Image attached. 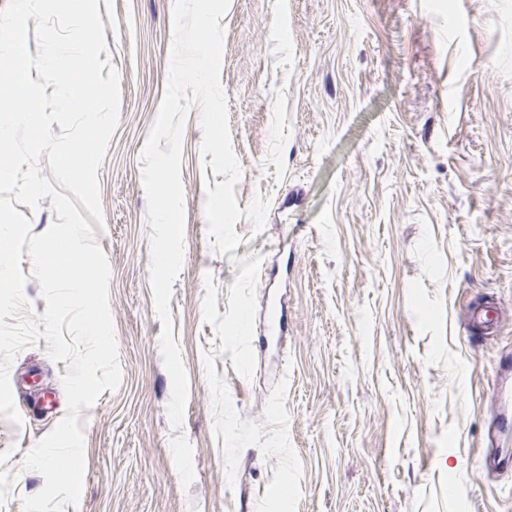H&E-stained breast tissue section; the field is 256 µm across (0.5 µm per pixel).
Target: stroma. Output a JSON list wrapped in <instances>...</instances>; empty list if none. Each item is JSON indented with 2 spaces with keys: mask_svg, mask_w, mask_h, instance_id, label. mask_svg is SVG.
<instances>
[{
  "mask_svg": "<svg viewBox=\"0 0 512 512\" xmlns=\"http://www.w3.org/2000/svg\"><path fill=\"white\" fill-rule=\"evenodd\" d=\"M173 4L98 0L121 94L94 239L122 378L80 412L86 472L65 512H512V466L483 467L512 357V0H229L241 243L222 254L209 234L218 178L191 108L178 430L142 181ZM477 304L500 308L495 327L469 323ZM66 372L43 339L13 357L0 512L44 485L25 462L68 411Z\"/></svg>",
  "mask_w": 512,
  "mask_h": 512,
  "instance_id": "stroma-1",
  "label": "stroma"
}]
</instances>
